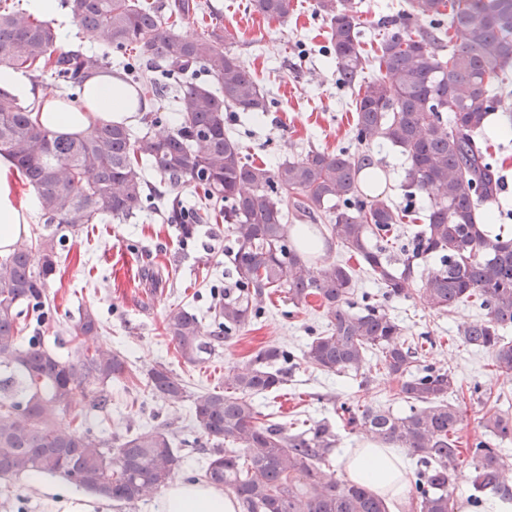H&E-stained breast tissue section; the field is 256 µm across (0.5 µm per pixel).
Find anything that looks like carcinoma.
<instances>
[{
	"label": "carcinoma",
	"instance_id": "1",
	"mask_svg": "<svg viewBox=\"0 0 512 512\" xmlns=\"http://www.w3.org/2000/svg\"><path fill=\"white\" fill-rule=\"evenodd\" d=\"M78 28L97 44L135 59L121 62L119 78L157 95L175 90L176 125L154 135L120 124H101L74 138L32 123V105L0 85V153H7L34 190L42 229L0 254V478L39 472L59 475L94 494L129 507L162 491L180 466L165 425L109 440L88 418L60 419L78 396L94 393L92 409L109 406L105 386L131 373L119 351L85 347L100 329L85 311L77 324L76 358L62 360L42 336L24 335L28 322L51 321L47 288L63 252L85 225L126 220L151 210L161 197L152 179L169 188L198 190L187 207L167 199L183 237L195 225L222 215L230 236L225 249L232 285L215 313L213 329L185 307L168 310L164 331L184 362L196 364L215 345L265 314L273 291L299 309L317 297L329 329L312 337L301 359L333 374L361 377L376 351L389 376L400 381L408 409L341 406L346 426L366 429L378 443L417 457L414 488L419 512H450L449 488L468 469L476 507L494 494L512 501V465L502 443L512 440V415L490 403L477 385L481 434L461 442L462 415L454 375L427 363L423 344L409 343L385 309L392 299H416L436 312L472 302L484 319L457 327L463 343L489 352L496 370L512 373V236L483 229L482 207L499 201L498 171L478 139L498 97L512 85V0H405L382 19L377 54L362 48L354 0H317L328 23L336 82L357 91L354 140L363 149L310 150L274 168L249 161L228 122L233 114L270 111L271 99L224 32L207 28L185 38L176 27L197 16L198 0H64ZM253 12L281 20L290 0H251ZM59 38L48 21L12 4H0V64L50 79L46 87L74 82L105 65L82 49L52 57ZM161 72L165 83L143 69ZM204 70L217 84L195 81ZM404 159L409 194L424 193L426 224L402 240L395 225L403 212L391 201L365 199L362 172L372 170V146ZM328 215L326 229L357 257L380 293L353 300L356 280L347 264L329 263L313 276L291 237L289 208ZM294 351L268 346L233 373L224 390L187 394L164 365L150 368L146 386L172 407L190 400L192 420L211 444L203 477L234 495L241 512H387L383 498L360 484L328 478L337 445L331 424L286 429L266 418L255 398L281 389L296 365Z\"/></svg>",
	"mask_w": 512,
	"mask_h": 512
}]
</instances>
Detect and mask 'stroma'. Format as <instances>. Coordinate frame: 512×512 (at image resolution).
I'll return each mask as SVG.
<instances>
[{
	"label": "stroma",
	"instance_id": "obj_1",
	"mask_svg": "<svg viewBox=\"0 0 512 512\" xmlns=\"http://www.w3.org/2000/svg\"><path fill=\"white\" fill-rule=\"evenodd\" d=\"M200 3L203 23L182 24L180 34H196L206 23L223 28L232 37L233 50L274 102L261 120L243 116L232 122L246 153L273 167L310 150L354 147L351 95L337 89L336 68L320 51L328 27L315 12L316 0H291L288 16L279 22L253 13L249 0ZM486 145L509 201L506 208H494V221L512 230V132L489 136ZM227 235L224 223L211 220L198 225L192 239H183L165 210L89 224L70 240L69 255L61 260L47 290L53 321L41 329L44 343L67 356L74 347L80 313L93 311L101 325L95 346L124 353L136 375L108 386L107 412L93 411L87 400L80 399L71 404L68 415L88 414L91 426L108 436L165 423L174 439L187 438L192 427L189 406L174 410L153 397L144 386L147 370L162 364L189 390H220L228 375L260 348L276 345L298 352L312 336L327 330L328 319L319 305L295 310L283 293L275 292L262 321L221 342L206 360L183 362L164 333V317L169 308L180 305L194 311L203 323L212 322L223 290L231 284L224 274ZM387 309L402 326L405 339L430 333L434 344L426 355L428 362L450 370L462 387L481 384L501 403L512 405V375L495 373L489 353L455 338L458 325L483 319V310L463 303L437 313L414 299L390 301ZM397 386L393 378L375 374L362 387L352 376L327 374L302 362L291 370L280 391L256 398L255 403L284 424L323 418L336 423L338 444L329 472L342 483L346 480L343 457L364 432L338 425L337 408L356 399L401 409ZM45 510L42 494L25 476L0 479V512Z\"/></svg>",
	"mask_w": 512,
	"mask_h": 512
}]
</instances>
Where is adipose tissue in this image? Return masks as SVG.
Returning a JSON list of instances; mask_svg holds the SVG:
<instances>
[{
  "mask_svg": "<svg viewBox=\"0 0 512 512\" xmlns=\"http://www.w3.org/2000/svg\"><path fill=\"white\" fill-rule=\"evenodd\" d=\"M36 99V98H35ZM140 105L122 82L107 72L86 77L80 85L78 103L38 98L33 120L56 133L84 137L96 124L137 123ZM19 173L7 155H0V250H8L25 235L35 200L16 192ZM348 481L368 487L384 497L393 512L410 507L408 463L399 449L388 448L364 437L344 459ZM27 480L37 487L52 512H93L96 502L71 495L60 483L37 472ZM159 512H235V504L223 490L203 482L172 480L161 498Z\"/></svg>",
  "mask_w": 512,
  "mask_h": 512,
  "instance_id": "obj_1",
  "label": "adipose tissue"
}]
</instances>
